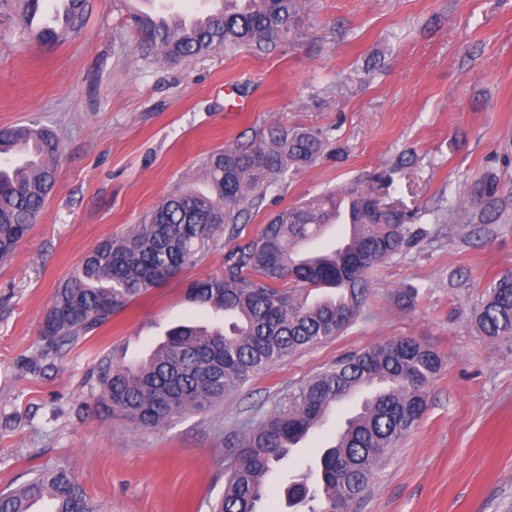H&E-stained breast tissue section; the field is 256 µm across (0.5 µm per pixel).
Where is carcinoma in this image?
Instances as JSON below:
<instances>
[{
  "label": "carcinoma",
  "instance_id": "carcinoma-1",
  "mask_svg": "<svg viewBox=\"0 0 512 512\" xmlns=\"http://www.w3.org/2000/svg\"><path fill=\"white\" fill-rule=\"evenodd\" d=\"M224 11L186 28L142 18L151 40L141 48L165 61H190L221 48L247 44L265 54L288 41L300 19V0H223ZM68 29L81 24L87 0H66ZM42 44L63 39L55 29L32 27ZM325 142L308 130L274 126L247 149L210 153L204 163L207 191L176 189L134 227L95 246L80 272L55 291L42 324L49 349L59 351L108 323L154 288L176 278L208 253L224 231L258 208L261 188L275 184L288 166L307 165ZM60 145L45 128L0 129V262L28 236L58 178ZM494 179L482 183L470 203L485 221L494 205ZM352 235L330 252L303 253L341 213ZM404 212L369 209L352 187L315 195L273 215L257 238L227 256L224 275L192 283L186 298L224 315V324H183L170 329L147 356L105 355L96 364L102 396L112 411L143 427L203 412L224 395L296 352L342 334L367 300V276L409 240L424 234ZM334 293L313 300L310 293ZM480 334L512 353V269L493 278L474 307ZM439 356L401 337L338 359L312 377L288 410H278L237 436L226 467L224 494L212 512H258L272 471L296 445L320 428L337 407L363 395L334 441L288 487V499L309 512L353 507L396 442L422 418ZM102 512L63 467L44 469L7 494L0 512Z\"/></svg>",
  "mask_w": 512,
  "mask_h": 512
}]
</instances>
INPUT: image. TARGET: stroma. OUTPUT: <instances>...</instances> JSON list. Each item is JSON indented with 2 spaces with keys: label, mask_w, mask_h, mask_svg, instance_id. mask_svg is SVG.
<instances>
[{
  "label": "stroma",
  "mask_w": 512,
  "mask_h": 512,
  "mask_svg": "<svg viewBox=\"0 0 512 512\" xmlns=\"http://www.w3.org/2000/svg\"><path fill=\"white\" fill-rule=\"evenodd\" d=\"M139 18L131 0H89L81 29L45 46L14 6L0 8V128L36 124L60 142L39 222L0 263V494L63 466L107 512H210L242 429L338 358L411 337L442 367L355 512H512V354L472 320L490 280L512 268V0H302L281 48L178 63L138 49ZM273 124L319 132L323 154L289 168L207 255L45 364L44 312L85 254L169 192L200 187L210 152L253 144ZM490 175L499 203L481 223L469 198ZM357 180L424 234L370 271L344 333L160 427L101 401L99 356L137 357L168 329L206 321L185 298L190 283L223 275L276 212ZM352 411L337 408L295 448L259 512H292L290 475Z\"/></svg>",
  "instance_id": "obj_1"
}]
</instances>
